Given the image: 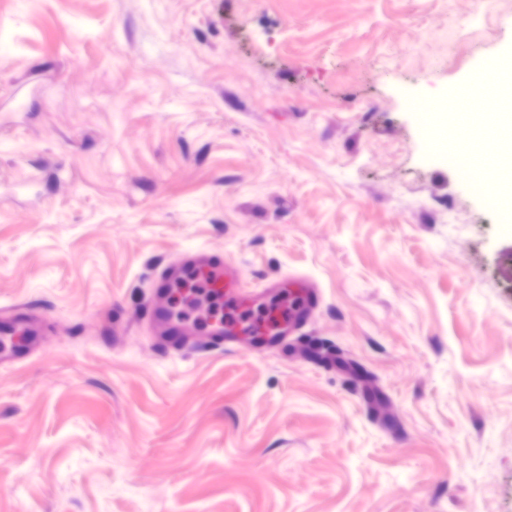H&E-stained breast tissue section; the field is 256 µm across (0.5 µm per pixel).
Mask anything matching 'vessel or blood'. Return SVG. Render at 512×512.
<instances>
[{"label": "vessel or blood", "mask_w": 512, "mask_h": 512, "mask_svg": "<svg viewBox=\"0 0 512 512\" xmlns=\"http://www.w3.org/2000/svg\"><path fill=\"white\" fill-rule=\"evenodd\" d=\"M322 300L319 286L309 278L254 288L240 267L196 249L157 275L149 313L164 326L166 347L187 350L202 332L211 345L230 351L246 334L268 347L282 345L302 331ZM38 344L37 330L24 317L0 321V364L26 361Z\"/></svg>", "instance_id": "b4317fda"}]
</instances>
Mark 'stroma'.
Here are the masks:
<instances>
[{
  "mask_svg": "<svg viewBox=\"0 0 512 512\" xmlns=\"http://www.w3.org/2000/svg\"><path fill=\"white\" fill-rule=\"evenodd\" d=\"M492 2L0 0V512H512L499 142L401 97L512 58ZM201 246L318 283L295 346L157 341ZM39 346L37 330L29 326L22 316L10 321H0V364H19L30 358L32 350Z\"/></svg>",
  "mask_w": 512,
  "mask_h": 512,
  "instance_id": "obj_1",
  "label": "stroma"
}]
</instances>
